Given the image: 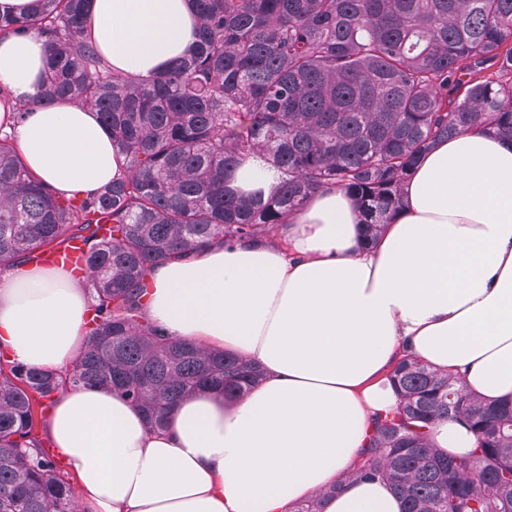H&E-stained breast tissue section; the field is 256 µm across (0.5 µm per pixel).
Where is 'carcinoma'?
I'll list each match as a JSON object with an SVG mask.
<instances>
[{
	"label": "carcinoma",
	"mask_w": 512,
	"mask_h": 512,
	"mask_svg": "<svg viewBox=\"0 0 512 512\" xmlns=\"http://www.w3.org/2000/svg\"><path fill=\"white\" fill-rule=\"evenodd\" d=\"M193 5V52L146 78L114 71L82 37L87 0H36L31 15H0V32L46 38L39 100L96 112L124 156L120 177L68 197L45 188L0 136V270L80 238L94 291L88 344L66 377L0 348V512H77L36 434L51 394L98 385L157 429L186 394L241 391L256 375L237 358L162 337L142 303L154 265L216 241L272 238L330 188L356 198L372 241L435 141L487 128L512 138V0ZM254 156L279 174L266 199L227 188ZM390 379L399 402L374 419L356 474L390 483L404 512H512V400H488L413 357ZM441 420L467 426L474 448H434Z\"/></svg>",
	"instance_id": "1"
}]
</instances>
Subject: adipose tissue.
Masks as SVG:
<instances>
[{"label":"adipose tissue","instance_id":"1","mask_svg":"<svg viewBox=\"0 0 512 512\" xmlns=\"http://www.w3.org/2000/svg\"><path fill=\"white\" fill-rule=\"evenodd\" d=\"M83 36L114 70L145 78L193 49L194 11L189 0H88ZM45 66L42 35H0V131L45 186L85 197L119 177L123 157L95 112L36 102ZM276 182L255 157L229 186L267 197ZM361 222L351 194L326 189L276 238L151 268L145 316L162 335L259 375L231 397L188 394L160 430L103 388L54 394L45 433L81 512H296L315 498L324 512H403L386 482L354 475L374 415L397 405L398 361L413 355L512 399V139L438 141L373 242ZM92 299L86 277L19 264L0 274V347L66 373L88 342Z\"/></svg>","mask_w":512,"mask_h":512}]
</instances>
